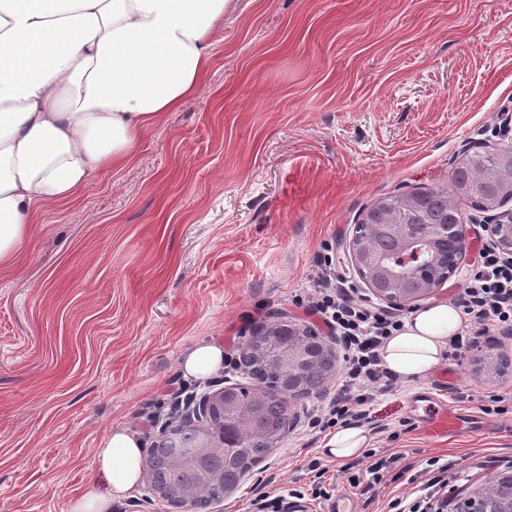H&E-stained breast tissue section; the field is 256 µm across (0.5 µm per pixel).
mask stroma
Returning <instances> with one entry per match:
<instances>
[{"label":"stroma","instance_id":"35a3bbf8","mask_svg":"<svg viewBox=\"0 0 512 512\" xmlns=\"http://www.w3.org/2000/svg\"><path fill=\"white\" fill-rule=\"evenodd\" d=\"M512 114V0H230L199 90L142 136L134 161L91 177L71 202L40 208L17 262L0 268V512H70L80 492H106L96 450L128 430L152 448L182 416L142 424L168 386L191 397L251 386L242 352L280 313L306 314L320 264L357 298L343 242L376 200L447 182L458 154L503 137ZM224 347L207 379L186 377L200 343ZM454 371L396 380L364 423L369 449L449 460L454 497L512 473V371ZM342 384L297 401V424L217 502L251 512L258 483L301 496L308 512H390L413 500L401 478L368 499L321 452L312 414ZM502 397L501 413L490 412ZM456 416L431 437L429 413ZM333 478L311 496L307 466Z\"/></svg>","mask_w":512,"mask_h":512}]
</instances>
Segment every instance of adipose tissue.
Returning <instances> with one entry per match:
<instances>
[{
    "instance_id": "adipose-tissue-1",
    "label": "adipose tissue",
    "mask_w": 512,
    "mask_h": 512,
    "mask_svg": "<svg viewBox=\"0 0 512 512\" xmlns=\"http://www.w3.org/2000/svg\"><path fill=\"white\" fill-rule=\"evenodd\" d=\"M228 0H0V266L12 265L37 209L129 164L144 131L200 86ZM458 309L430 304L381 349L402 380L441 361ZM108 491L72 512H112L138 484L143 451L125 430L96 452Z\"/></svg>"
}]
</instances>
